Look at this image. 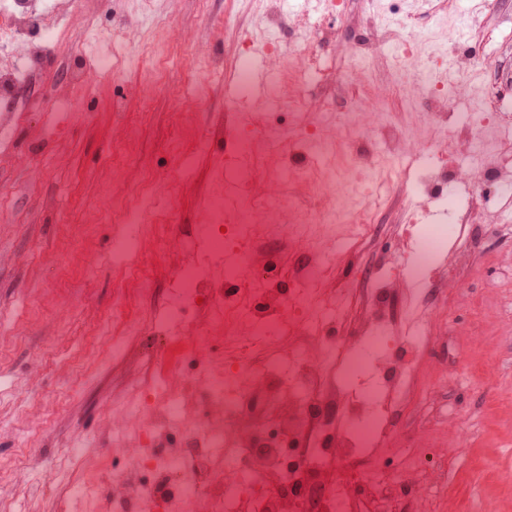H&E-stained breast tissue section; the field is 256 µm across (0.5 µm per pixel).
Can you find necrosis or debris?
Masks as SVG:
<instances>
[{
    "label": "necrosis or debris",
    "mask_w": 512,
    "mask_h": 512,
    "mask_svg": "<svg viewBox=\"0 0 512 512\" xmlns=\"http://www.w3.org/2000/svg\"><path fill=\"white\" fill-rule=\"evenodd\" d=\"M84 2L0 0V144L12 141L25 98L50 61H62L70 72L48 99L49 110L61 112L73 110L92 69L113 70L112 54L103 48L111 28L122 30L130 53L145 55L134 27L118 17L111 28L67 37L64 12ZM340 9L336 0H326L315 18L293 20L285 17L282 0H267L265 26L288 34L285 45L271 48L270 58L277 65L289 63L295 78L317 73L324 117L290 129L270 122L264 110L247 121L249 133L238 138V160L229 167L238 202L229 210L220 198L209 204L198 229L206 258L184 265L170 290L173 308L198 304L207 315L188 330L185 345L204 344L216 331L224 335L220 365L201 373L221 416L189 423L181 447L167 449L156 447L158 431L170 427L181 408L158 377L145 382L139 399L116 404L122 413L150 415L153 426L141 432L147 448L114 512H356L353 490L378 484L385 472L381 449L397 428L396 408L407 403L428 345L422 334L427 294L454 292L458 271L481 258L484 241L512 235L491 202L495 195L512 197V149L502 146L504 139L512 140V129L461 107L458 96L439 87L430 92L427 114L436 136H417L390 112L378 113L375 127L365 126L355 89L339 72L317 66L318 46L336 42L332 20ZM405 29V49L392 65L397 90L408 88L414 66L431 61L421 52L420 27L410 19ZM339 129L349 135L351 166L365 187L364 197L344 202L336 199L335 181L315 179L339 147ZM286 137L305 146L311 164L279 166L274 180L296 184L298 193L256 192V157ZM452 153L467 157V164L451 167ZM408 155L424 162L404 190L406 209L438 201L455 221L428 225L420 235L402 234L380 278L355 294H342L332 263L316 258L319 236L345 223L355 225L353 240L361 246L382 234L384 225L373 221L383 197L374 177L382 160ZM433 253L443 254L445 270H429L426 290L414 288L411 265ZM397 294L408 302V324L400 328L389 318ZM279 339L293 347L288 375H281L272 359H266L264 373H256V358ZM364 369L370 389L351 392L348 379ZM281 377L288 383V414L278 426L295 458L288 465L276 448L262 458L254 455L263 440L246 421L255 408L254 387ZM227 421L236 425L230 442L224 438Z\"/></svg>",
    "instance_id": "necrosis-or-debris-1"
}]
</instances>
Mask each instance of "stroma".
I'll use <instances>...</instances> for the list:
<instances>
[{
    "mask_svg": "<svg viewBox=\"0 0 512 512\" xmlns=\"http://www.w3.org/2000/svg\"><path fill=\"white\" fill-rule=\"evenodd\" d=\"M345 12L371 9L391 28L407 15L425 24L426 39L455 51V13L437 0H341ZM144 14L141 0H96L92 9H73L63 20L73 33L107 25L112 15L138 24L148 54L135 58L122 40L112 53L121 68L93 77L72 112L44 111V93L64 77L52 66L43 94H31L16 144L0 149V459L17 457L16 435L38 434L28 454L58 466L61 480L95 485L122 473L143 450L134 421L111 405L137 397L146 360L160 353L176 332L201 324L204 311L173 316L168 289L180 266L197 254V229L214 194L218 165L234 155L235 138L215 137L239 99L225 95L228 69L237 58L242 31H256L264 0H180L178 20L167 24V0H153ZM472 15L475 52L491 64L463 82L472 111L507 119L512 115V0H464ZM362 29L342 26L328 56L351 85L369 82L371 91L356 107L365 125L376 122L380 101L391 104L402 123L424 121L430 110L426 87L407 101L394 100L389 62L395 51L386 41L376 59L358 61L351 48ZM219 55L223 66L211 68ZM151 173L158 195L178 180L168 196L175 221L151 228L142 224L143 244L153 272L127 280L114 252L132 225L108 221L112 188L135 190L142 173ZM403 184L392 186L386 212L388 230L372 242L371 261L389 260V244L405 230ZM512 239L494 241L477 275L460 273V292L439 299L430 311L428 355L418 367L431 393L423 406L397 411L400 436L384 449L390 472L383 487L366 492L370 502H391L395 512H512ZM155 318L161 334L129 340L120 355L93 330L120 306ZM222 335L208 349L188 351L167 387L182 397L186 418L207 409L206 391L197 376L201 364L217 357ZM85 454L60 466L73 441ZM434 448V469H414L423 449ZM28 492L17 498V512H59L55 485L38 470L23 475Z\"/></svg>",
    "mask_w": 512,
    "mask_h": 512,
    "instance_id": "stroma-1",
    "label": "stroma"
}]
</instances>
